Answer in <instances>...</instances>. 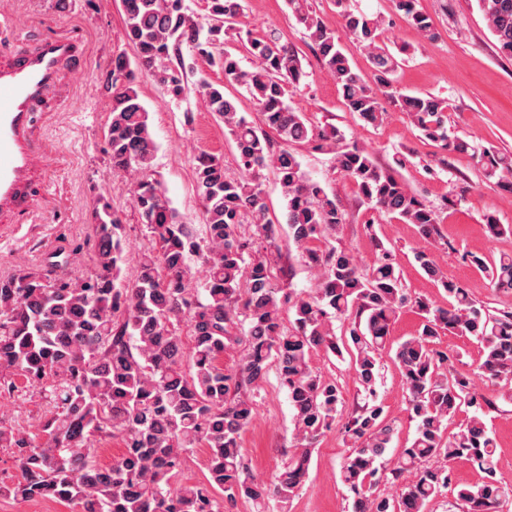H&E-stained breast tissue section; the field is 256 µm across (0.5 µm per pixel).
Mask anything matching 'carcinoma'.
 Wrapping results in <instances>:
<instances>
[{
  "instance_id": "cac0c4a2",
  "label": "carcinoma",
  "mask_w": 512,
  "mask_h": 512,
  "mask_svg": "<svg viewBox=\"0 0 512 512\" xmlns=\"http://www.w3.org/2000/svg\"><path fill=\"white\" fill-rule=\"evenodd\" d=\"M395 9L423 35L436 38L429 16L416 0H392ZM205 20L186 13L183 0H121L125 39L134 50L112 51L98 81L109 100L105 138L115 173H136L130 193L151 246L141 253L133 278L123 264L128 247L122 214L99 195L94 211V269L66 271L68 259L47 261L0 277V380L20 377L45 391L50 417L30 433L0 421V446L17 451L21 477L6 491L22 499L50 498L78 512H223L214 491L232 500L244 497L264 508L285 502L308 478L312 448L336 418L343 416L341 387L309 366L313 351L349 356L365 402L346 417L352 442L340 480L352 497V512H424L450 488L446 466L465 458L484 473L481 483L453 488L463 512H500L512 484L498 476L496 443L484 414L495 407L471 379L447 368L448 355L431 348L448 331L471 336L483 346L478 375L512 382V310L495 314L466 288L444 279L425 252L415 258L422 271L441 282L448 306L412 299L402 287L390 251L363 269L354 254L317 245L336 236L345 214L324 186L302 170L295 144H311L334 155L362 200L378 213L415 224L422 236L438 233L435 211L422 202L393 168L379 166L371 152L344 142L333 125L312 127L288 103L309 77L298 50L271 33L245 32L242 46L252 60L244 70L237 55L221 49L234 30L242 0H206ZM341 28L328 27L308 0H287L321 67L333 78L350 112L374 124L385 102L399 106L429 140L449 154H467L486 178L512 191V156L493 146L472 145L447 125L448 101L432 93L405 94L393 86L400 62L380 44L381 19L333 0ZM502 55L512 58V0H477ZM368 54L375 84L352 67L342 36ZM207 59L228 82L241 84L260 111V129L241 112L239 100L204 75L196 81L205 109L224 123L235 145L239 175L227 174L224 159L199 151L193 157L194 183L204 207L199 236L171 206L161 183L150 174L155 144L138 87V73H152L164 92L177 99L187 87L183 48ZM272 168L286 200L288 238L318 272L313 293L297 294L273 283L282 259L280 224L269 217L261 171ZM248 224L251 234L243 233ZM197 261L206 275L202 288L189 279ZM472 265L488 273L497 291H512V256L488 261L471 254ZM423 315L421 332L395 351L408 391L416 436L398 465L384 471L379 460L395 427L376 396L377 353L402 308ZM288 323H283V313ZM342 321L340 333L332 320ZM186 326L189 342L181 336ZM240 348L234 372L224 370V351ZM276 368L294 410L298 451L270 482L248 473L241 432L255 412L250 391ZM473 410L457 432L445 435L453 413ZM119 438L125 451L112 464L97 459L95 443ZM198 445L209 450L203 484H177L184 455ZM403 483L397 497L377 492L381 482Z\"/></svg>"
}]
</instances>
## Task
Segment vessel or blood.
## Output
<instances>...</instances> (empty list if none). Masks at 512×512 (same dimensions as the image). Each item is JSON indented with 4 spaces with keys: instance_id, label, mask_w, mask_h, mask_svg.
Here are the masks:
<instances>
[{
    "instance_id": "vessel-or-blood-1",
    "label": "vessel or blood",
    "mask_w": 512,
    "mask_h": 512,
    "mask_svg": "<svg viewBox=\"0 0 512 512\" xmlns=\"http://www.w3.org/2000/svg\"><path fill=\"white\" fill-rule=\"evenodd\" d=\"M77 42L45 40L34 51L20 50L15 63L0 68V208L21 205V190L42 167L43 159L27 135L30 112L64 63L75 56Z\"/></svg>"
}]
</instances>
